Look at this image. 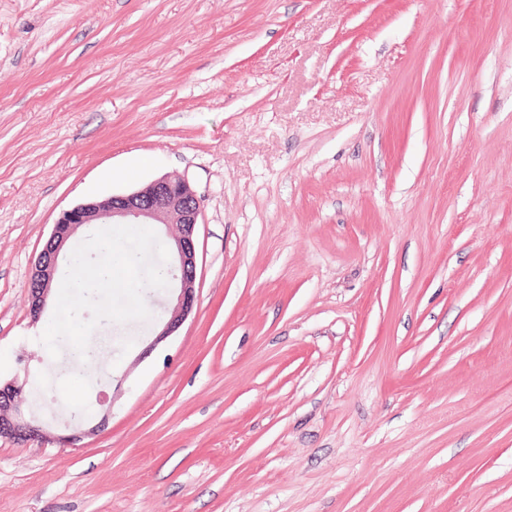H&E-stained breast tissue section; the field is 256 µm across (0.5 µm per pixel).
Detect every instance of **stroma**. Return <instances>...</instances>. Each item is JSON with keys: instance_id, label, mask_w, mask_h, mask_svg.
I'll list each match as a JSON object with an SVG mask.
<instances>
[{"instance_id": "obj_1", "label": "stroma", "mask_w": 512, "mask_h": 512, "mask_svg": "<svg viewBox=\"0 0 512 512\" xmlns=\"http://www.w3.org/2000/svg\"><path fill=\"white\" fill-rule=\"evenodd\" d=\"M187 179L197 302L29 313L61 212ZM169 232L80 234L167 272ZM0 512H512V0H0ZM99 429L57 441L74 406ZM24 385L11 380L0 382V437L24 441L32 436H45L43 427L35 424V418H27L21 409L20 395Z\"/></svg>"}]
</instances>
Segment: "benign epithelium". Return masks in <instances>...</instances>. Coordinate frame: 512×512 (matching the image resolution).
I'll return each instance as SVG.
<instances>
[{
	"instance_id": "benign-epithelium-1",
	"label": "benign epithelium",
	"mask_w": 512,
	"mask_h": 512,
	"mask_svg": "<svg viewBox=\"0 0 512 512\" xmlns=\"http://www.w3.org/2000/svg\"><path fill=\"white\" fill-rule=\"evenodd\" d=\"M202 215L201 200L188 181L182 178H161L141 190L127 194H112L76 205L64 211L54 224L51 235L31 268L29 289L30 314L38 319L56 287L59 257L81 228L92 224H155L175 228L170 235L169 254L173 260V279L177 281L175 299L160 319V330L152 344L157 345L172 336L191 314L196 301V227ZM24 385L15 380L0 384V437L24 441L43 436V427L28 418L21 409L20 395ZM106 418L94 426L84 427L77 421L74 433L59 438L66 446H74L97 432Z\"/></svg>"
}]
</instances>
